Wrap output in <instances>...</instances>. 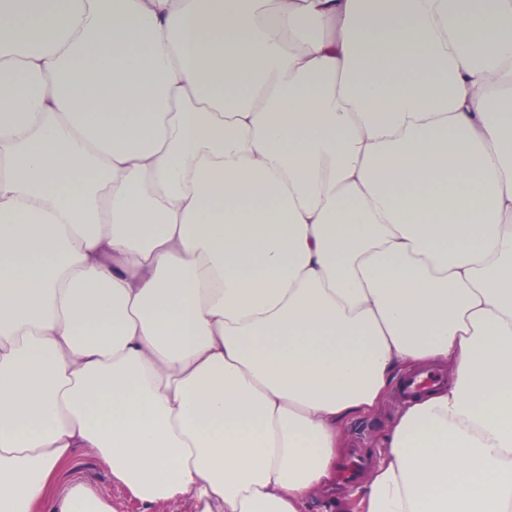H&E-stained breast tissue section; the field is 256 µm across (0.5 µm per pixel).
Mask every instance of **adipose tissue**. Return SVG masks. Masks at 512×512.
I'll list each match as a JSON object with an SVG mask.
<instances>
[{"instance_id": "1", "label": "adipose tissue", "mask_w": 512, "mask_h": 512, "mask_svg": "<svg viewBox=\"0 0 512 512\" xmlns=\"http://www.w3.org/2000/svg\"><path fill=\"white\" fill-rule=\"evenodd\" d=\"M512 512V0H0V512ZM450 375L446 370L422 369L416 370L403 378L399 384L396 395L400 401L406 402L424 395L427 391L448 383ZM397 400L394 391L382 407L373 415L355 416L346 424L347 448H342V456L350 447L360 444L365 453L371 458L372 465L363 478L365 482L369 471L381 459L384 452L383 436L389 420L395 416L402 405ZM339 456V457H340ZM67 476L55 491L58 495L64 488L69 478L84 481L108 498L114 504L117 512H191V508L185 504L157 503L144 506L139 501L132 499L114 482L107 467L93 454L78 452L66 467Z\"/></svg>"}]
</instances>
